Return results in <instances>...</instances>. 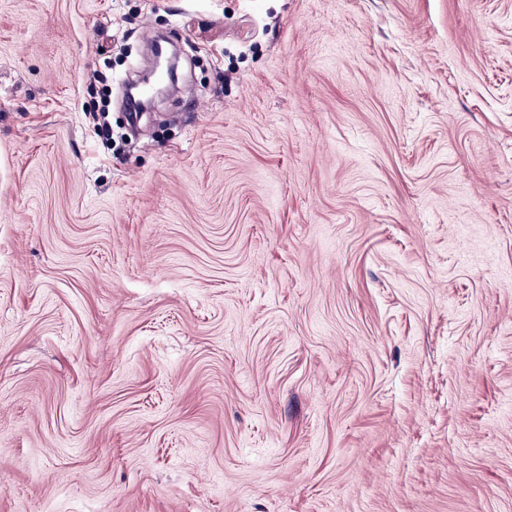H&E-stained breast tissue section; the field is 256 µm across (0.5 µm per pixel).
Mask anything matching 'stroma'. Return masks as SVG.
I'll list each match as a JSON object with an SVG mask.
<instances>
[{"mask_svg":"<svg viewBox=\"0 0 512 512\" xmlns=\"http://www.w3.org/2000/svg\"><path fill=\"white\" fill-rule=\"evenodd\" d=\"M0 512H512V0H0Z\"/></svg>","mask_w":512,"mask_h":512,"instance_id":"35a3bbf8","label":"stroma"}]
</instances>
